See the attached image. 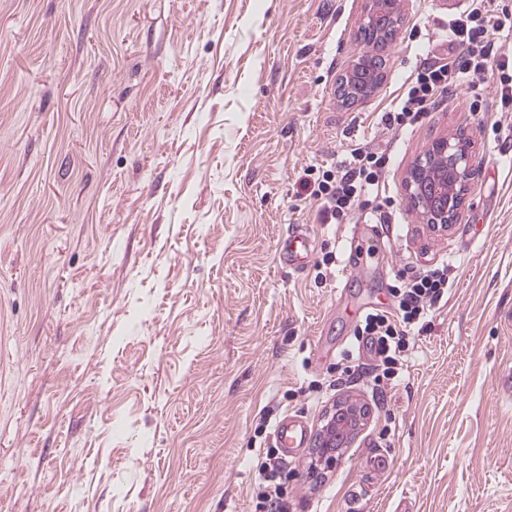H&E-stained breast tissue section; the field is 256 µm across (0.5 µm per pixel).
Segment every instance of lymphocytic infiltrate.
<instances>
[{
  "instance_id": "obj_1",
  "label": "lymphocytic infiltrate",
  "mask_w": 512,
  "mask_h": 512,
  "mask_svg": "<svg viewBox=\"0 0 512 512\" xmlns=\"http://www.w3.org/2000/svg\"><path fill=\"white\" fill-rule=\"evenodd\" d=\"M512 29V8L498 0H471L469 8L452 19L447 48L426 56L405 80V90L383 117L386 128L399 133L414 127L420 117L459 86L464 76L498 72L501 109L512 110V61L500 57L494 33ZM389 158L367 143L351 144L340 165L303 168L299 185L318 206L322 223H351L358 211L370 210L377 223L389 221L392 197L380 194ZM453 280L441 265L390 286L391 305L365 313L353 330V349L346 352L343 374L358 371L354 353L366 350L373 364L369 373L376 386L390 385L402 370L403 357L415 332L425 331L429 314ZM281 459L268 449L259 471L254 512H287L286 487L278 479Z\"/></svg>"
}]
</instances>
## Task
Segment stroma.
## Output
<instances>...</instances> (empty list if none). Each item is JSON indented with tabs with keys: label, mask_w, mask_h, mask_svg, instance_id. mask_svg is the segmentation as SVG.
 I'll return each mask as SVG.
<instances>
[{
	"label": "stroma",
	"mask_w": 512,
	"mask_h": 512,
	"mask_svg": "<svg viewBox=\"0 0 512 512\" xmlns=\"http://www.w3.org/2000/svg\"><path fill=\"white\" fill-rule=\"evenodd\" d=\"M365 7L0 0V512H253L261 422L314 438L345 399L366 424L335 463L287 459L289 512H512V112L488 72L413 130L382 122L459 0H404L380 85L343 105ZM459 132L477 175L436 231L405 177ZM355 141L390 157L397 228L356 272L370 214L320 223L298 182ZM442 262L454 286L395 385L340 380L367 308ZM310 257V238L302 226L296 224L288 232L280 250V263L290 269L299 270L306 266Z\"/></svg>",
	"instance_id": "35a3bbf8"
}]
</instances>
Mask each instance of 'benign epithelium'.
<instances>
[{
    "mask_svg": "<svg viewBox=\"0 0 512 512\" xmlns=\"http://www.w3.org/2000/svg\"><path fill=\"white\" fill-rule=\"evenodd\" d=\"M382 3L390 5L395 29H400L404 20L403 0H368V14H373ZM472 171L470 140L463 135L435 140L412 165L406 190L413 206L433 229L446 230L457 223L465 205V193L458 192L456 185L466 187ZM366 417V408L357 403L337 404L322 427L314 457L335 459L342 448L340 438L355 435Z\"/></svg>",
    "mask_w": 512,
    "mask_h": 512,
    "instance_id": "benign-epithelium-1",
    "label": "benign epithelium"
}]
</instances>
